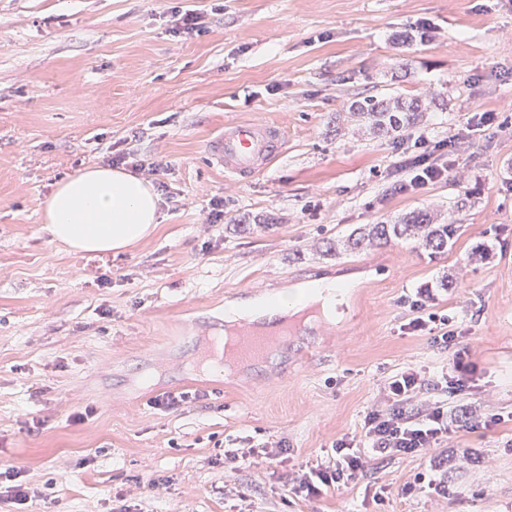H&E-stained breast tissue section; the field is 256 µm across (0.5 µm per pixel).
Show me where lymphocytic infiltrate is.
Here are the masks:
<instances>
[{"label":"lymphocytic infiltrate","mask_w":512,"mask_h":512,"mask_svg":"<svg viewBox=\"0 0 512 512\" xmlns=\"http://www.w3.org/2000/svg\"><path fill=\"white\" fill-rule=\"evenodd\" d=\"M415 145L419 152L404 162L406 176L396 183L397 192H419L429 184L447 179L455 167L454 159L433 158L426 137H418ZM406 303L414 317L402 325V332L430 335L433 345L447 353V364L436 374L413 367L390 374L383 386L385 408L370 410L359 434H345L333 442L332 464L309 467L291 479L295 495L308 500L320 498L328 488L366 477L373 461L396 456L416 458L420 466L416 483L444 493L446 485L437 481V474H448L462 465H477L482 461L477 449L447 450L444 441L466 426L489 430L512 421V412L480 415L466 407L449 409L447 401L441 398L442 393L460 394L472 381L474 366L467 360L468 350L461 346L458 331L451 327V318L436 310L431 289H418Z\"/></svg>","instance_id":"obj_1"}]
</instances>
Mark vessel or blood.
<instances>
[{
    "instance_id": "obj_1",
    "label": "vessel or blood",
    "mask_w": 512,
    "mask_h": 512,
    "mask_svg": "<svg viewBox=\"0 0 512 512\" xmlns=\"http://www.w3.org/2000/svg\"><path fill=\"white\" fill-rule=\"evenodd\" d=\"M285 148V133L274 123L236 121L225 124L223 131L208 143L213 163L222 167L225 175L246 180L280 157ZM270 331L241 332L237 347L239 360L249 363L265 361L271 351Z\"/></svg>"
}]
</instances>
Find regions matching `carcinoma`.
Here are the masks:
<instances>
[{
	"mask_svg": "<svg viewBox=\"0 0 512 512\" xmlns=\"http://www.w3.org/2000/svg\"><path fill=\"white\" fill-rule=\"evenodd\" d=\"M355 120L388 136L398 137L413 126L419 114L417 101L402 98L368 96L350 106ZM461 229L459 224H437L426 210L414 211L396 224H367L354 230L345 240H327L325 253L343 250L365 251L398 239H412L421 250L429 254H443L454 244Z\"/></svg>",
	"mask_w": 512,
	"mask_h": 512,
	"instance_id": "cac0c4a2",
	"label": "carcinoma"
}]
</instances>
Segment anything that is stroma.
Instances as JSON below:
<instances>
[{"mask_svg": "<svg viewBox=\"0 0 512 512\" xmlns=\"http://www.w3.org/2000/svg\"><path fill=\"white\" fill-rule=\"evenodd\" d=\"M176 8L203 13L207 32L175 34ZM371 95L421 100L423 116L376 134L341 108ZM507 101L512 0H0V466L35 492L0 512H512V421L455 436L493 472L449 474L444 496L403 493L409 456L315 503L288 491L292 473L360 432L389 373L443 365L427 336L400 330L416 289L436 287L477 365L449 407L512 411ZM477 112L504 128L468 130ZM241 120L279 124L287 145L239 183L207 144ZM420 134L465 135L459 173L394 193ZM121 151L156 168L143 178L161 187L157 232L117 255L51 242L41 211L54 184ZM217 197L224 218L210 224ZM422 209L461 218L448 254L410 240L320 251ZM480 246L487 259L471 262ZM320 276L353 281L342 319L271 365L232 375L210 358L228 307ZM187 391L199 400L150 404ZM282 438L290 450L273 463L225 469V447Z\"/></svg>", "mask_w": 512, "mask_h": 512, "instance_id": "1", "label": "stroma"}]
</instances>
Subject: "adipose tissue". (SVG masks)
<instances>
[{
    "mask_svg": "<svg viewBox=\"0 0 512 512\" xmlns=\"http://www.w3.org/2000/svg\"><path fill=\"white\" fill-rule=\"evenodd\" d=\"M159 217L160 196L149 182L97 165L57 182L42 210L44 228L53 241L93 254L124 252L150 236ZM345 292V284L321 278L275 294L264 308L285 317L316 304L330 316Z\"/></svg>",
    "mask_w": 512,
    "mask_h": 512,
    "instance_id": "1",
    "label": "adipose tissue"
}]
</instances>
